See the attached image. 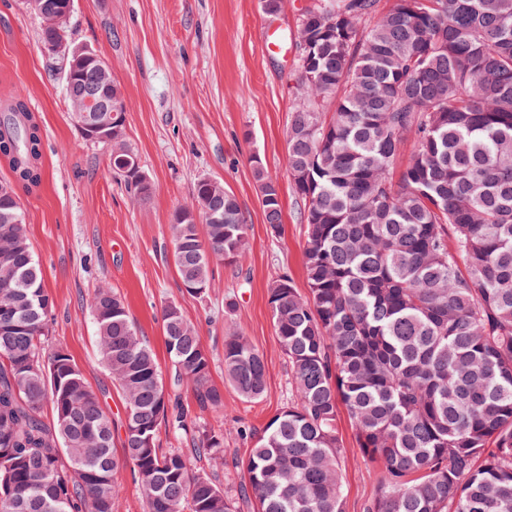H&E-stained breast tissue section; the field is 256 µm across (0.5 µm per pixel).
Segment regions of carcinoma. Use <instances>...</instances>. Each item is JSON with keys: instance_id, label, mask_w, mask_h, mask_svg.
<instances>
[{"instance_id": "1", "label": "carcinoma", "mask_w": 512, "mask_h": 512, "mask_svg": "<svg viewBox=\"0 0 512 512\" xmlns=\"http://www.w3.org/2000/svg\"><path fill=\"white\" fill-rule=\"evenodd\" d=\"M65 0H35L42 43L67 37ZM296 103L288 177L304 202L307 292L286 273L268 304L288 359L290 398L252 437L242 499L256 512H345L338 427L344 405L361 454L382 468L364 512H512V0H311L296 30ZM72 114L124 108L109 66L68 56ZM43 134L27 101L0 107V160L41 188ZM112 172L153 194L125 124L112 127ZM267 234L281 238L278 180L252 156ZM399 179H394V172ZM172 218L182 288L248 249L237 199L213 179ZM19 206L0 182V512H114L130 467L145 512H237L191 464L224 453V433L165 390L149 341L119 294L88 306L100 360L122 391V453L99 393L48 342L54 300ZM171 384L224 417L211 356L180 306L162 310ZM224 382L246 402L267 387L264 355L224 336ZM51 405L52 421L43 417ZM166 429L187 448L159 447Z\"/></svg>"}]
</instances>
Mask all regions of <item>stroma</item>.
Listing matches in <instances>:
<instances>
[{"label": "stroma", "instance_id": "35a3bbf8", "mask_svg": "<svg viewBox=\"0 0 512 512\" xmlns=\"http://www.w3.org/2000/svg\"><path fill=\"white\" fill-rule=\"evenodd\" d=\"M308 0H283L267 17L259 0H75L68 23L72 44L93 47L120 84L128 141L153 185L138 200L116 178L106 147L84 141L64 93L63 56L45 53L40 19L26 0H0V98L23 96L44 138L39 191L19 190L28 236L54 298L50 344L62 345L101 394L115 440L124 436V401L100 360L87 307L101 284L124 299L138 332L161 367H168L161 308L178 304L199 329L213 358L210 380L224 389L225 419L200 417L224 429L223 461L206 469L235 495L244 480L232 458L246 455L240 426L262 428L290 394L283 355L267 302L269 283L288 273L305 288L304 204L288 178L287 132L295 105L294 33ZM272 30L280 53L266 52L261 35ZM277 175L281 191L280 239L267 234L252 155ZM222 180L248 224V250L235 264L212 267L204 297L181 286L172 254L176 209L190 205L194 182ZM237 299L225 313V296ZM244 334L267 361V390L256 403L240 400L224 384V335ZM338 426L346 512H363L378 488L380 468L356 447L347 413Z\"/></svg>", "mask_w": 512, "mask_h": 512}]
</instances>
